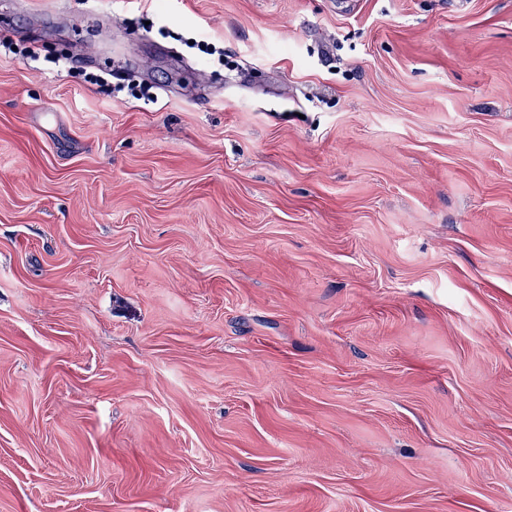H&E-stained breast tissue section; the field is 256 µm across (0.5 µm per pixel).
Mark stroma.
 <instances>
[{
    "mask_svg": "<svg viewBox=\"0 0 512 512\" xmlns=\"http://www.w3.org/2000/svg\"><path fill=\"white\" fill-rule=\"evenodd\" d=\"M143 7L0 0V512H512V0Z\"/></svg>",
    "mask_w": 512,
    "mask_h": 512,
    "instance_id": "35a3bbf8",
    "label": "stroma"
}]
</instances>
